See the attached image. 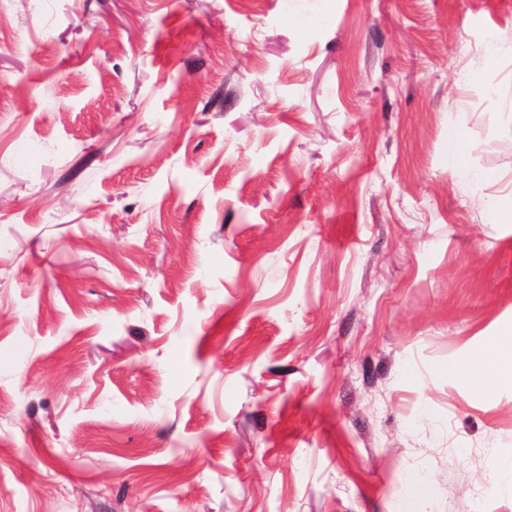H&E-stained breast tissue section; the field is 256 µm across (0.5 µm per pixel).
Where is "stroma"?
<instances>
[{
    "label": "stroma",
    "instance_id": "stroma-1",
    "mask_svg": "<svg viewBox=\"0 0 512 512\" xmlns=\"http://www.w3.org/2000/svg\"><path fill=\"white\" fill-rule=\"evenodd\" d=\"M509 328L512 0H0V512H512ZM483 384L492 387L512 381V329L502 337L498 346L486 357L479 368Z\"/></svg>",
    "mask_w": 512,
    "mask_h": 512
}]
</instances>
